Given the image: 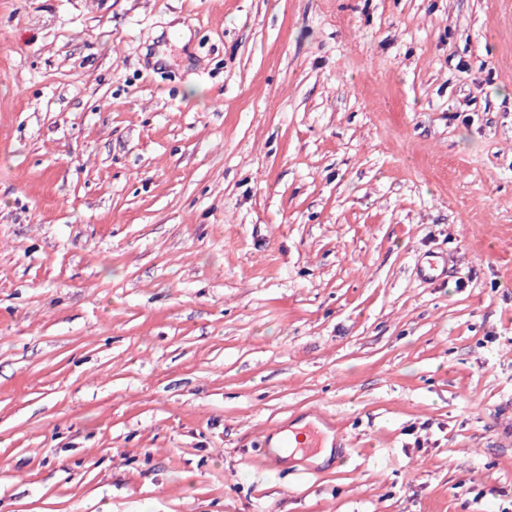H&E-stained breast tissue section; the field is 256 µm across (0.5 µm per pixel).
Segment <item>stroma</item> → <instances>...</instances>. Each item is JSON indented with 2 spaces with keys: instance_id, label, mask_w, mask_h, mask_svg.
<instances>
[{
  "instance_id": "stroma-1",
  "label": "stroma",
  "mask_w": 512,
  "mask_h": 512,
  "mask_svg": "<svg viewBox=\"0 0 512 512\" xmlns=\"http://www.w3.org/2000/svg\"><path fill=\"white\" fill-rule=\"evenodd\" d=\"M511 503L512 0H0V512Z\"/></svg>"
}]
</instances>
